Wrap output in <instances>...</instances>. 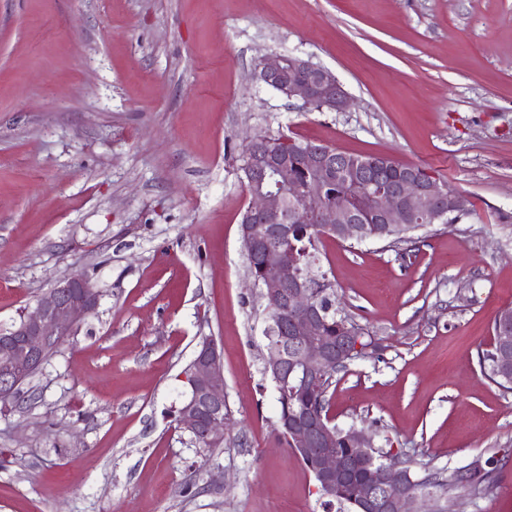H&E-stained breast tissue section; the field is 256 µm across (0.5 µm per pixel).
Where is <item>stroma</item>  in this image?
Wrapping results in <instances>:
<instances>
[{"label": "stroma", "instance_id": "stroma-1", "mask_svg": "<svg viewBox=\"0 0 512 512\" xmlns=\"http://www.w3.org/2000/svg\"><path fill=\"white\" fill-rule=\"evenodd\" d=\"M292 54L343 112L254 78ZM415 165L465 215L412 241L322 236L339 307L376 346L328 392L342 428L448 473L499 461L453 512H512V394L479 357L512 307V0H0V330L75 272L96 313L0 401V512H323L279 441L265 303L241 246L250 136ZM220 447L176 420L204 339Z\"/></svg>", "mask_w": 512, "mask_h": 512}]
</instances>
